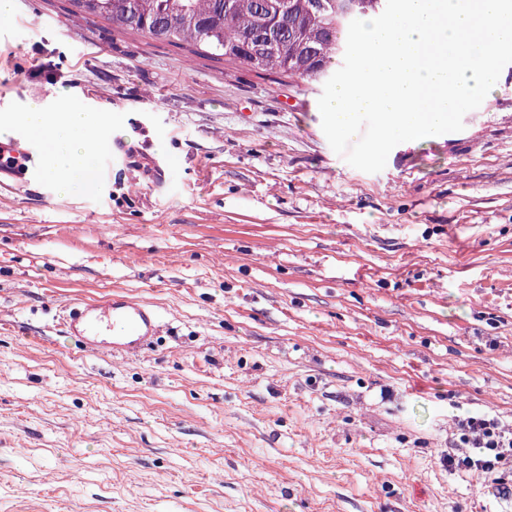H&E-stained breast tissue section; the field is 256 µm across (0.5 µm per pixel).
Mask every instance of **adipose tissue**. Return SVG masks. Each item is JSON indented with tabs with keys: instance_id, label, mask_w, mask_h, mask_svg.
Instances as JSON below:
<instances>
[{
	"instance_id": "1",
	"label": "adipose tissue",
	"mask_w": 512,
	"mask_h": 512,
	"mask_svg": "<svg viewBox=\"0 0 512 512\" xmlns=\"http://www.w3.org/2000/svg\"><path fill=\"white\" fill-rule=\"evenodd\" d=\"M13 124L38 143L42 176L62 194L94 193L99 182L91 159L124 133L121 125L92 114L77 99L66 100L58 108L30 102L14 123L0 121V133H7Z\"/></svg>"
}]
</instances>
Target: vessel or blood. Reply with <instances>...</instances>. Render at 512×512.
<instances>
[{
  "mask_svg": "<svg viewBox=\"0 0 512 512\" xmlns=\"http://www.w3.org/2000/svg\"><path fill=\"white\" fill-rule=\"evenodd\" d=\"M59 325L62 334L84 350L136 356L156 336L158 315L151 303L110 295L94 302L68 303Z\"/></svg>",
  "mask_w": 512,
  "mask_h": 512,
  "instance_id": "1",
  "label": "vessel or blood"
}]
</instances>
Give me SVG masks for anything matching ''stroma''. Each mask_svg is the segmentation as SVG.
<instances>
[{
  "label": "stroma",
  "mask_w": 512,
  "mask_h": 512,
  "mask_svg": "<svg viewBox=\"0 0 512 512\" xmlns=\"http://www.w3.org/2000/svg\"><path fill=\"white\" fill-rule=\"evenodd\" d=\"M14 4L0 115L127 132L96 195L0 186V512H512L440 461L512 427V64L366 173L292 83ZM116 291L162 314L126 361L58 326Z\"/></svg>",
  "instance_id": "1"
}]
</instances>
